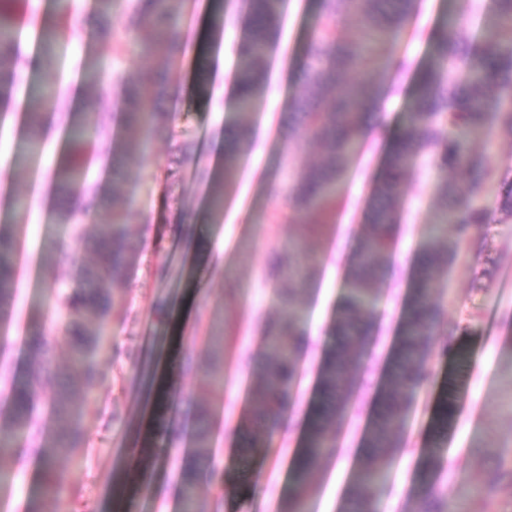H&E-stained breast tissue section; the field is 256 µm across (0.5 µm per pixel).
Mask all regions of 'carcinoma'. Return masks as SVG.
Wrapping results in <instances>:
<instances>
[{"instance_id":"obj_1","label":"carcinoma","mask_w":512,"mask_h":512,"mask_svg":"<svg viewBox=\"0 0 512 512\" xmlns=\"http://www.w3.org/2000/svg\"><path fill=\"white\" fill-rule=\"evenodd\" d=\"M170 2L144 0L130 16L136 26L143 24V17H150L147 35L155 53L166 60L182 49ZM415 3L416 0H320L325 18L352 12L359 25L340 48L336 47V36L330 28L323 29L305 48L299 89L288 106V135L317 145L323 158L319 164L299 172L287 190L292 222H324L366 130L368 107L382 89L374 74L381 65L387 66L395 59L392 35L411 18ZM282 4L283 0H247L248 32L238 44L235 82L238 116L243 123L265 97L264 59ZM354 69L362 70L363 74L350 80L345 78V73ZM17 70V58L0 51V88L12 86ZM87 78L98 98L106 99L110 82L102 73L90 71ZM119 79L131 102L125 112L129 135L122 145L124 153H142L143 143L136 136L142 127L174 136L170 115L160 107L171 80L169 72H127ZM50 103V99L41 97L35 111L28 115L34 140L40 138L42 110ZM491 109L501 132L512 139V0H494L486 34L478 42L465 32L463 18L444 22L436 33L429 60L418 70L405 126L395 139L366 215L369 232L357 242L353 269L336 314L335 344L321 368L320 399L310 418L305 456L294 478L289 512H302L315 472L335 448L330 424L347 412L351 375L366 353V336L379 297L381 259L396 239L400 224L398 205L403 183L407 172L426 157L445 175L438 186L437 215L418 248L415 280L401 334L393 346L378 409L367 432L364 462L356 475V493L347 505V512H373L384 466L391 450L398 447L397 432L407 404L427 379L429 338L439 326V309L431 300V289L436 273L458 254L462 240L460 236L448 240V226L464 233L474 224L487 223V210L479 203L484 164L481 157L471 152L470 144L482 132ZM93 131L95 125L90 118L70 125V137L77 143ZM249 146L243 128L232 143L224 144V173L217 178L209 170L200 171L201 180L210 185L212 205L222 202L224 182L232 176ZM455 173L470 175L469 182L460 184L451 178ZM118 200L119 189L114 186L112 220L98 225L92 241L98 256L96 265L81 271L71 289L51 294L54 310L64 315L63 327L70 346L68 364L62 369L54 365L52 342L37 329L29 336L34 362L25 380L18 383L3 377L10 400L7 410H0V456L15 453L18 438L25 437L40 456L51 488L57 484V456L67 457L77 467L83 464L81 438L87 407L98 390L96 365L99 356L112 344L110 313L114 290L123 281L128 255L135 250L126 230L132 205H120ZM59 221L70 226L74 247L81 248L87 243L82 211L66 206ZM284 251L285 254L273 258L272 269L288 282L286 318L268 327L265 359L256 384L261 407L252 420L254 426L270 434L276 432L297 374L301 294L306 285L304 276L309 271L299 247L288 246ZM14 266V234L9 227L0 225L1 324L11 315ZM89 316L96 320L90 333L84 326ZM49 379L56 383L50 401L55 431L47 436L34 415V396L37 388ZM210 464V434L202 424L197 432L195 460L183 485V512H203L195 496V478L201 466ZM418 465L423 480L430 485L423 512H449L447 499L435 487L439 461L432 452L424 450Z\"/></svg>"}]
</instances>
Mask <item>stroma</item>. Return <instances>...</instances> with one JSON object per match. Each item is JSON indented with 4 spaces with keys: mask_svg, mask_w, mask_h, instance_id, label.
Here are the masks:
<instances>
[{
    "mask_svg": "<svg viewBox=\"0 0 512 512\" xmlns=\"http://www.w3.org/2000/svg\"><path fill=\"white\" fill-rule=\"evenodd\" d=\"M135 2L112 0L111 13L101 15L95 0H12L9 20L0 27V39L28 42L33 61L19 71L9 107L0 116V217L16 223L19 245L13 314L0 325L5 344L0 361L7 363L12 377L26 376L28 338L38 328L54 342L56 365H66L69 348L61 321L46 313L49 288L72 286L78 268L95 258L82 249L54 265L44 261L48 247L59 249L70 242V230L57 215V167L79 159L87 184L107 198L113 186H120L123 198L134 206L129 231L140 244L112 312V350L99 358V390L84 421L82 467L57 460L60 494L44 496L42 461L28 443H20L13 456L0 458V472L13 481L0 494V512H28L33 499L41 512H59L64 500L81 512H100L113 490L119 493L118 512H181L183 471L192 461L193 433L201 417L210 427L214 460L196 478L206 512H283L292 494L290 460L302 440V417L316 398L318 370L331 343L356 241L367 229L375 180L403 127L413 68L427 59L436 29L455 4L418 0L415 14L393 39L397 55L412 61V68L376 76L394 89L396 107L372 122L342 184L335 218L308 241L315 263L302 301L303 332L311 340L299 356L289 421L269 437L251 423L260 406L253 384L264 357L266 324L284 315L282 282L271 270V259L301 232L300 225L288 221L283 190L298 171L321 159L314 145L289 139L287 129L288 102L297 88L304 47L323 21L318 0H284L273 57L265 62L267 96L251 117L252 147L219 213L210 210L207 187L197 171L223 165L217 142L236 128L230 91L237 45L245 33L239 0H226L227 24L220 34L211 30L213 0H179L174 6L183 50L168 62L175 86L170 111L172 128L191 154L177 182L170 185L161 177L171 161L167 136L147 135L144 156L117 162L100 155L93 143L78 149L66 138L65 119L79 99L92 102L90 117L99 120L114 143L127 137L118 77L158 64L144 31L129 23ZM105 26L110 36H102ZM49 28L56 31L51 70L41 65V35ZM90 63L112 81L109 97L101 102L83 79ZM39 85L53 89L57 121L39 150L24 154V103ZM472 146L485 158L488 190L482 203L492 221L472 227L457 258L435 277L432 298L442 318L426 363L428 379L408 406L374 512H418L415 460L425 447L433 448L441 462L438 482L448 497H455L454 476L461 473L473 489L487 492L485 512H512V494L489 492L497 478V459L512 454V217L498 209L501 180L512 172V140L491 118ZM439 181L424 161L409 173L400 201L399 235L383 259L372 346L353 375L349 412L332 426L338 447L312 480L306 512H341L351 490L410 293L418 245L436 211ZM171 357L181 366L183 383L148 406L140 385ZM215 365L224 370L220 387L212 381ZM448 395L470 419L453 418L439 429L436 411ZM150 412L159 425L156 444L167 443L171 449L141 469L144 487L114 488V472L124 458L142 456L129 441ZM171 426L178 430L173 439L167 436ZM248 446L253 453L246 458L242 450Z\"/></svg>",
    "mask_w": 512,
    "mask_h": 512,
    "instance_id": "1",
    "label": "stroma"
}]
</instances>
